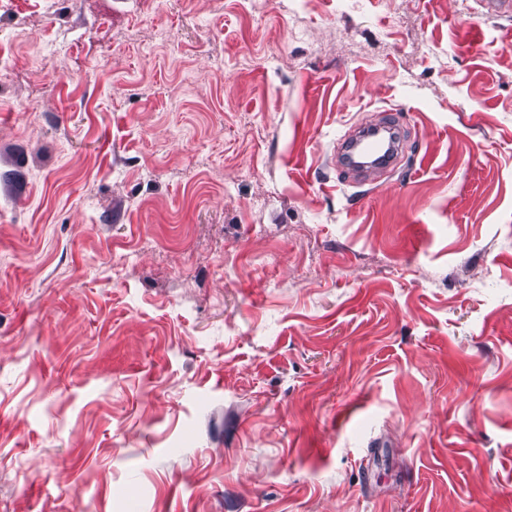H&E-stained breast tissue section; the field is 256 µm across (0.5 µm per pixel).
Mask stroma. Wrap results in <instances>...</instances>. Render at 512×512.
<instances>
[{"label": "stroma", "instance_id": "35a3bbf8", "mask_svg": "<svg viewBox=\"0 0 512 512\" xmlns=\"http://www.w3.org/2000/svg\"><path fill=\"white\" fill-rule=\"evenodd\" d=\"M0 512H512V15L0 0ZM382 127L383 133H378L376 128ZM379 134L386 140L384 148H380L377 138L374 136ZM342 160L353 168L360 169L363 172L383 171L393 169L400 160L401 155V140L400 131L397 121L385 123L384 126L377 125H361L348 139L342 143ZM357 150H364L370 153L383 154L378 164H369L366 166L354 163L352 160L353 155Z\"/></svg>", "mask_w": 512, "mask_h": 512}]
</instances>
